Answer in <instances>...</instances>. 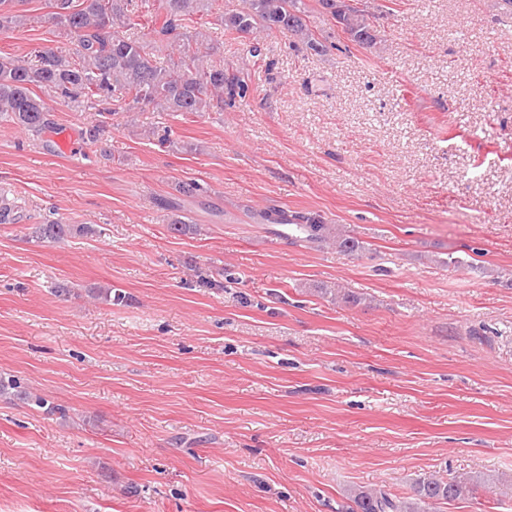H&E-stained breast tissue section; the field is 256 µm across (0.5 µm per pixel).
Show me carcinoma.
<instances>
[{"mask_svg": "<svg viewBox=\"0 0 512 512\" xmlns=\"http://www.w3.org/2000/svg\"><path fill=\"white\" fill-rule=\"evenodd\" d=\"M25 0H0V30L23 21L18 6ZM206 0H161V11L140 19L135 0H50V19L59 35L75 43V51L60 47L39 51L35 61L0 57V118L36 137L52 132L53 122L35 89L60 97L74 108L103 107L109 113L152 106L166 112L196 113L224 109V101L244 99L249 86L240 73H226L200 50L202 43L184 32L183 21L203 9ZM243 6L224 13L226 32H266L296 37L311 50L323 44L309 28L305 0H242ZM323 13L354 42L373 46L380 30L365 0H318ZM149 39H143L142 30ZM172 51L169 62L159 61L152 46ZM263 224H293L306 241L333 244L347 253L364 249L353 236L336 232L319 215H289L268 208L255 215ZM96 233L90 224H59L47 220L34 227L33 237L57 242L64 237ZM20 396L42 407L45 400L18 390L14 379L0 378V396ZM470 476L420 477L399 496L385 490L350 488V512H441V506L474 495Z\"/></svg>", "mask_w": 512, "mask_h": 512, "instance_id": "carcinoma-1", "label": "carcinoma"}]
</instances>
